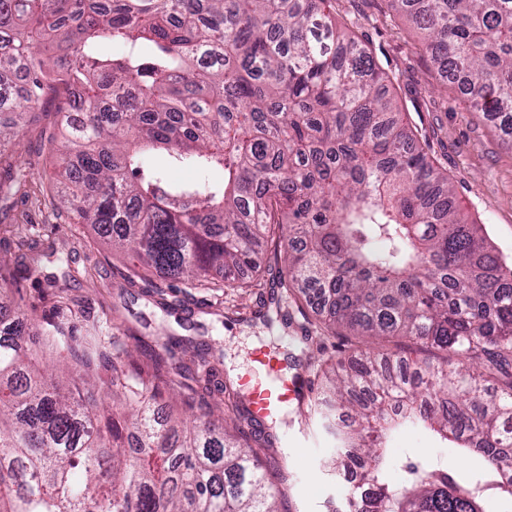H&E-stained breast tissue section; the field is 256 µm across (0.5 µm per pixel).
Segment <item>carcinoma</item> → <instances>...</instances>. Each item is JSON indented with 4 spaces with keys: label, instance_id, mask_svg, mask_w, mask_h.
<instances>
[{
    "label": "carcinoma",
    "instance_id": "1",
    "mask_svg": "<svg viewBox=\"0 0 512 512\" xmlns=\"http://www.w3.org/2000/svg\"><path fill=\"white\" fill-rule=\"evenodd\" d=\"M332 0H0V200L27 174L11 147L46 100L63 144L52 189L72 224L125 261L168 308L185 288H249L257 248L273 252L266 325L326 319L365 348L317 364L306 410L328 398L349 487L343 512H491L512 505V260L459 217L448 173L400 117L367 44ZM422 34L431 76L456 85L512 141V0H386ZM162 152L167 167H147ZM193 168L179 181L168 168ZM43 254L0 262V288L51 290L52 315L22 317L66 354L99 402L36 368L0 336V512H288L287 479L263 456L276 436L248 401L217 400L199 345H152L112 318L80 335ZM398 336L456 363L396 360ZM190 356L192 369L183 358ZM403 426L474 464L455 479L428 463L388 478Z\"/></svg>",
    "mask_w": 512,
    "mask_h": 512
}]
</instances>
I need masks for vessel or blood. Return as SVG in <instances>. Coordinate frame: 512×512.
<instances>
[{
	"label": "vessel or blood",
	"instance_id": "obj_1",
	"mask_svg": "<svg viewBox=\"0 0 512 512\" xmlns=\"http://www.w3.org/2000/svg\"><path fill=\"white\" fill-rule=\"evenodd\" d=\"M250 358L264 366L271 376L268 384L251 388L252 410L256 416L261 418L274 416L284 405L296 399L297 379L286 374V365L283 360L265 350H253Z\"/></svg>",
	"mask_w": 512,
	"mask_h": 512
}]
</instances>
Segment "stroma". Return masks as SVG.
<instances>
[{"label":"stroma","instance_id":"1","mask_svg":"<svg viewBox=\"0 0 512 512\" xmlns=\"http://www.w3.org/2000/svg\"><path fill=\"white\" fill-rule=\"evenodd\" d=\"M336 16L354 34L368 39L377 65L389 78V90L405 121L415 127L437 166L447 170L457 192L461 218L481 225L490 244L512 257V147H507L492 123L464 101L456 86L440 88L427 72L419 50V31L389 14L384 0H336ZM56 112L43 113L15 147V157L29 177L22 193L14 195L7 216H0V238L13 239L15 225H29V234L41 246L61 243L51 272H60V259L70 258L82 273L68 281V295L77 317L106 325L116 304L127 305L128 323L146 341L173 334L206 344L218 381L242 391L243 378L264 381L266 375L251 362L249 353L265 348L285 360L297 361L302 380L312 379L313 367L298 354L297 333L282 325L249 321L251 310L270 298L269 289L247 288L239 294L193 291L183 309L167 311L150 297L143 283L129 284L124 267L111 253L92 241V230L70 224L54 207L49 177L52 158L43 145L46 132L56 131ZM267 427L278 438L291 473L283 487L291 512H331L342 501L348 482L343 474L329 473L324 462L335 453V441L323 425L300 420L297 405H289ZM390 476L401 480L408 463L443 462L462 469L467 462L452 448L441 447L426 432L405 428L389 443Z\"/></svg>","mask_w":512,"mask_h":512}]
</instances>
